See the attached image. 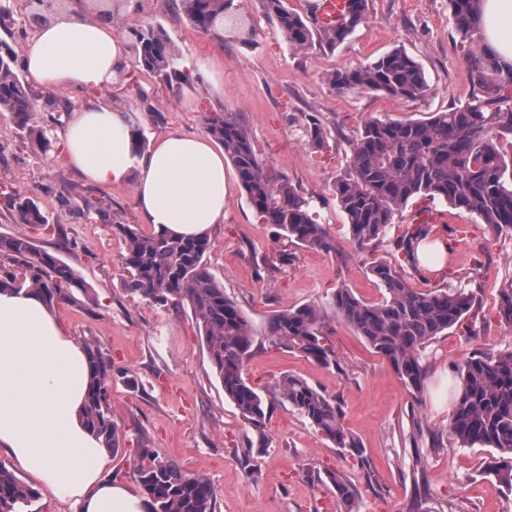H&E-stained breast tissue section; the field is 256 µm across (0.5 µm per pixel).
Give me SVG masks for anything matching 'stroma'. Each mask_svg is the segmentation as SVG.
Listing matches in <instances>:
<instances>
[{
	"label": "stroma",
	"instance_id": "1",
	"mask_svg": "<svg viewBox=\"0 0 512 512\" xmlns=\"http://www.w3.org/2000/svg\"><path fill=\"white\" fill-rule=\"evenodd\" d=\"M12 19L0 28V47L22 52L36 30L27 0H10ZM114 30L144 24L163 26L186 64L202 82L169 88L129 60L125 77L96 96L69 95L74 107L90 101L117 102L131 112L148 139L180 130L201 133L204 113H239L254 149L274 171L288 175L325 224L335 251L290 245L286 261L275 259L270 226L249 205L233 164H226L224 221L209 232L208 267L255 329L254 352L244 376L271 395L282 376L293 374L334 398L357 450L339 449L297 411L274 403L261 431H254L223 387L208 359L189 306L161 307L125 286V242L113 224L142 225L133 184L100 187L82 180L64 154L35 152L10 113L0 112V192L28 193L46 213L43 226L15 223L0 196V235L24 233L39 249L69 265L88 288L79 305L61 304L66 331L93 341L120 376L111 389L112 417L123 448L111 455L106 474L138 487L134 462L140 447L155 449L190 474L207 479L215 512H323L335 500L326 472H341L356 488L355 512H407L421 500L424 512H512L489 466L492 448L452 445L447 432L448 388L469 357L512 347V328L497 317L499 290L512 280V235L487 232L465 209L434 200L433 234L451 236L467 228V240L451 256L447 279L409 275L420 291L460 286L472 292L477 318L436 337L424 351L427 377L411 395L390 364L332 314L339 288L377 302L384 290L350 243V229L331 190L350 155V145L372 117L424 120L465 105L478 95L470 54L480 40L458 32L448 0H369L368 18L335 49L288 45L259 0H234L255 29L252 45L219 41L195 29L181 10L160 0H115ZM401 49L421 66L430 86L421 100L390 98L364 90L333 91L327 77L337 67L369 64ZM316 118L328 145L316 149L304 128ZM68 189V203L58 192ZM100 197L111 223L79 219L87 193ZM326 311L324 334L336 362L326 366L272 344L267 321L303 305Z\"/></svg>",
	"mask_w": 512,
	"mask_h": 512
}]
</instances>
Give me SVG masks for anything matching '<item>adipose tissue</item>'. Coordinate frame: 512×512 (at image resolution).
I'll return each instance as SVG.
<instances>
[{
    "label": "adipose tissue",
    "mask_w": 512,
    "mask_h": 512,
    "mask_svg": "<svg viewBox=\"0 0 512 512\" xmlns=\"http://www.w3.org/2000/svg\"><path fill=\"white\" fill-rule=\"evenodd\" d=\"M88 2L73 0L25 46L23 66L36 86L89 93L126 66L124 39L84 16ZM477 27L487 52L512 66V0H479ZM61 147L83 180L134 183L151 230L192 236L224 221V154L205 134L168 132L140 156L124 109L95 103L73 111ZM89 377L84 343L54 309L25 291H0V450L51 493L76 498L80 512H146L141 496L104 476L109 452L84 419Z\"/></svg>",
    "instance_id": "obj_1"
}]
</instances>
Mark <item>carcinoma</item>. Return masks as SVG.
Returning <instances> with one entry per match:
<instances>
[{"label": "carcinoma", "mask_w": 512, "mask_h": 512, "mask_svg": "<svg viewBox=\"0 0 512 512\" xmlns=\"http://www.w3.org/2000/svg\"><path fill=\"white\" fill-rule=\"evenodd\" d=\"M189 22L210 33L218 29L251 42L254 29L237 23L234 0H180ZM274 19L288 44L304 48L317 41L330 49L361 24L368 0H350L346 15L334 27L311 28L285 0H259ZM458 31L471 37L477 31L478 0H448ZM140 69L164 85L193 87L200 81L185 65L170 36L160 25L127 30ZM473 82L480 95L466 106L437 112L426 120L368 119L353 141L342 173L332 192L350 226L351 244L359 254H371L413 199L443 200L476 215L494 234H512V181L505 174L512 163L500 140L512 136V69L479 52L470 57ZM496 74L487 81L486 74ZM332 90L344 93L363 89L389 97L421 100L429 85L420 65L407 53L394 49L376 62L338 68L328 75ZM39 98L26 86L17 69V55L0 53V112L10 113L32 147L47 155L56 149L48 131L33 124ZM211 137L224 147L248 200L263 224L276 229L275 240L286 245L300 242L326 251L334 249L325 226L300 196L288 176L269 169L253 148L246 124L237 112L204 115ZM18 224L45 225L48 217L26 192L5 195ZM82 215L111 223L100 201L82 197ZM125 241L123 256L128 290L156 305L175 308L188 304L210 363L242 417L255 429L264 424L269 402L243 376L251 356L255 332L238 304L210 273L205 257L211 248L208 233L176 237L164 231L144 232L132 224H113ZM430 234L429 222L407 225L394 240L395 260H375L369 273L384 287L379 302L357 298L351 289L336 291L332 309L336 318L353 328L375 353L395 369L410 393L423 389L426 364L422 353L437 336L463 320L475 306L464 288L417 291L409 286L406 270L421 272L417 245ZM0 289L15 288L37 294L53 308L79 303L85 285L56 256L39 249L27 235H0ZM498 315L512 326V282L500 290ZM325 313L315 305L288 309L267 323L279 348L326 365L336 363L324 343ZM89 354L90 385L85 405L88 427L112 453L121 449L123 434L112 419V360L92 343ZM458 381L448 418V437L461 448H495L509 457L492 465L497 481L512 493V348L480 354L457 369ZM275 398L303 415L327 440L341 449L358 447L342 422L336 400L296 375L282 377L274 386ZM138 482L149 499V512H215L214 491L204 478L185 473L174 461L151 448L139 449ZM344 512H352L355 489L338 472H327ZM38 496L11 471L0 467V512H23Z\"/></svg>", "instance_id": "carcinoma-1"}]
</instances>
